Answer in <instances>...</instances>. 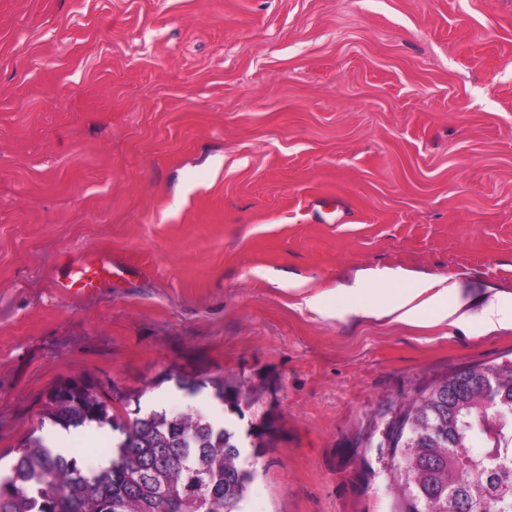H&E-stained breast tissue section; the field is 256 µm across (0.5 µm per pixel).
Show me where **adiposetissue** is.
Instances as JSON below:
<instances>
[{"mask_svg": "<svg viewBox=\"0 0 512 512\" xmlns=\"http://www.w3.org/2000/svg\"><path fill=\"white\" fill-rule=\"evenodd\" d=\"M336 312L356 317H392L407 323L419 322L427 315L452 324L470 317L461 290L452 285L445 288L417 285L398 289L387 297L357 288L342 295Z\"/></svg>", "mask_w": 512, "mask_h": 512, "instance_id": "ef3b65f1", "label": "adipose tissue"}]
</instances>
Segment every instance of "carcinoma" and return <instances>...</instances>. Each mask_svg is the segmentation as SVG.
Returning <instances> with one entry per match:
<instances>
[{
	"mask_svg": "<svg viewBox=\"0 0 512 512\" xmlns=\"http://www.w3.org/2000/svg\"><path fill=\"white\" fill-rule=\"evenodd\" d=\"M444 378L399 409L393 454L417 441L413 480L394 473L398 512H446L453 500L466 512H512L499 489L512 485V379L495 385L469 371ZM177 384L194 392L210 387L232 413H243L253 396L222 376L179 373ZM141 392L99 391L82 378L52 386L42 421L65 431L82 428L97 438L118 431L108 465L92 469L90 449L76 445L55 454L41 436L16 449L0 474V512H243L256 470L246 464L235 433L202 415L165 410L133 411ZM485 437L480 452L471 437Z\"/></svg>",
	"mask_w": 512,
	"mask_h": 512,
	"instance_id": "obj_1",
	"label": "carcinoma"
}]
</instances>
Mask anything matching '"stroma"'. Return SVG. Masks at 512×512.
<instances>
[{
    "mask_svg": "<svg viewBox=\"0 0 512 512\" xmlns=\"http://www.w3.org/2000/svg\"><path fill=\"white\" fill-rule=\"evenodd\" d=\"M365 271L512 298V0H0V464L80 376L233 429L246 512H397L400 404L512 325L304 306ZM108 261L102 257H89L85 258L78 266L76 277L66 284L65 287L69 288L76 284L83 286L92 285L94 278L103 270L107 268ZM175 379L182 389L189 392L211 387L215 400L231 413L242 414V405L248 407L254 400L249 391L243 390L241 384L234 380H226L224 376L205 378L193 373H178Z\"/></svg>",
    "mask_w": 512,
    "mask_h": 512,
    "instance_id": "obj_1",
    "label": "stroma"
}]
</instances>
